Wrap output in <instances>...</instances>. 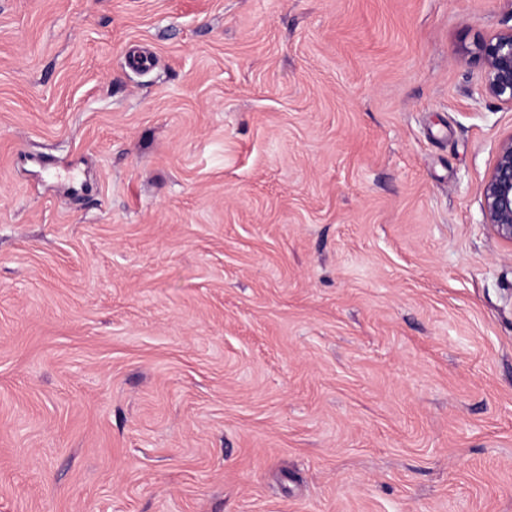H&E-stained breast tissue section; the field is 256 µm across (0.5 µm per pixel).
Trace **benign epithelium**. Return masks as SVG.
I'll list each match as a JSON object with an SVG mask.
<instances>
[{"instance_id":"benign-epithelium-1","label":"benign epithelium","mask_w":512,"mask_h":512,"mask_svg":"<svg viewBox=\"0 0 512 512\" xmlns=\"http://www.w3.org/2000/svg\"><path fill=\"white\" fill-rule=\"evenodd\" d=\"M476 53L485 66V94L512 109V28L480 39ZM481 197L485 223L512 244V134L498 146Z\"/></svg>"}]
</instances>
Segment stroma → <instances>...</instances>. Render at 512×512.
I'll return each mask as SVG.
<instances>
[{
  "label": "stroma",
  "instance_id": "1",
  "mask_svg": "<svg viewBox=\"0 0 512 512\" xmlns=\"http://www.w3.org/2000/svg\"><path fill=\"white\" fill-rule=\"evenodd\" d=\"M511 27L0 0V512H512ZM476 53L485 66V94L512 109V28L480 39ZM481 197L485 224L512 244V134L498 146L494 165L483 181Z\"/></svg>",
  "mask_w": 512,
  "mask_h": 512
}]
</instances>
